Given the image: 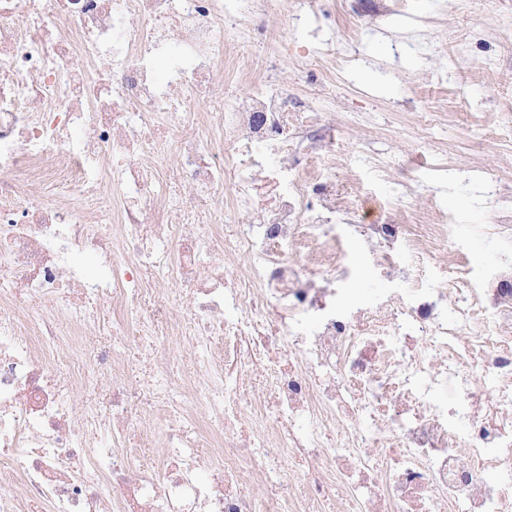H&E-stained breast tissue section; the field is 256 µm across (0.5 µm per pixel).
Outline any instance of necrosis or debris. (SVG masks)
Masks as SVG:
<instances>
[{
    "instance_id": "obj_1",
    "label": "necrosis or debris",
    "mask_w": 512,
    "mask_h": 512,
    "mask_svg": "<svg viewBox=\"0 0 512 512\" xmlns=\"http://www.w3.org/2000/svg\"><path fill=\"white\" fill-rule=\"evenodd\" d=\"M277 5L0 0V512H512V224L472 287L324 93L225 91ZM348 267L350 276L347 288H352L356 293L369 298L391 287V283L374 269L366 244L358 238H352L349 241Z\"/></svg>"
}]
</instances>
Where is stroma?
Segmentation results:
<instances>
[{
	"label": "stroma",
	"instance_id": "35a3bbf8",
	"mask_svg": "<svg viewBox=\"0 0 512 512\" xmlns=\"http://www.w3.org/2000/svg\"><path fill=\"white\" fill-rule=\"evenodd\" d=\"M414 13H394L350 32L311 26L306 54L277 60L280 77L298 93L308 75L332 60L336 87V179L356 176L357 193L390 196L403 170H411L414 209L437 207L453 224V244L470 258L473 279L493 272L502 251L481 232L512 218V139L487 138L512 120V0H413ZM356 34L362 61L349 65L343 45ZM434 113L433 137L414 133ZM378 152L386 170H353L360 146ZM445 163L439 173L411 168L418 154ZM498 176L496 189L486 180ZM348 286L372 297L389 283L374 269L365 243L348 244Z\"/></svg>",
	"mask_w": 512,
	"mask_h": 512
}]
</instances>
